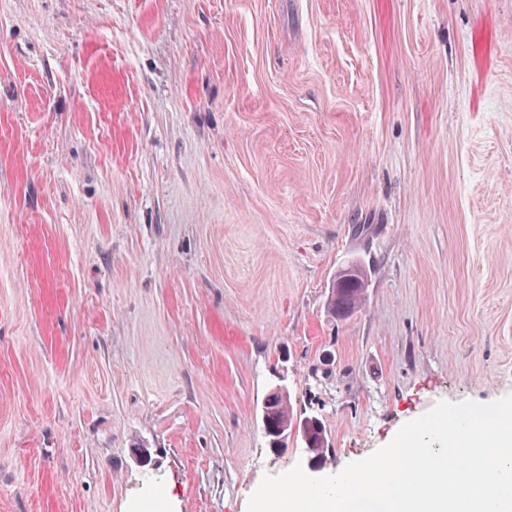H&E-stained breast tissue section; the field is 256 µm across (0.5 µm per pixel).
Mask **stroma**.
I'll return each mask as SVG.
<instances>
[{"label": "stroma", "mask_w": 512, "mask_h": 512, "mask_svg": "<svg viewBox=\"0 0 512 512\" xmlns=\"http://www.w3.org/2000/svg\"><path fill=\"white\" fill-rule=\"evenodd\" d=\"M509 393L512 0H0V512H248ZM365 290L363 279L334 282L328 296V312L334 319H348L360 308ZM264 408L266 409L264 411ZM264 414L267 415V418L265 421H263V417L265 418ZM297 419L294 418L293 410L290 406V399L288 395L284 396H267L264 402L263 406V414H262V426H263V432L265 437L268 439V442H270V439L272 436L268 435L267 432H276L279 430L283 425L288 422V426L292 425L293 422H295L292 426V429L290 431L281 428L278 432V439L277 442L280 445H283L287 440L289 436H295L299 434L300 426L297 421ZM309 418H314V422L309 425L308 435L310 436V441L314 445V447L305 448L307 453L313 452L315 448H317L313 454L310 456L312 458L313 463L323 462L325 460L328 448H329V438L324 425L321 420L314 415H308Z\"/></svg>", "instance_id": "35a3bbf8"}]
</instances>
